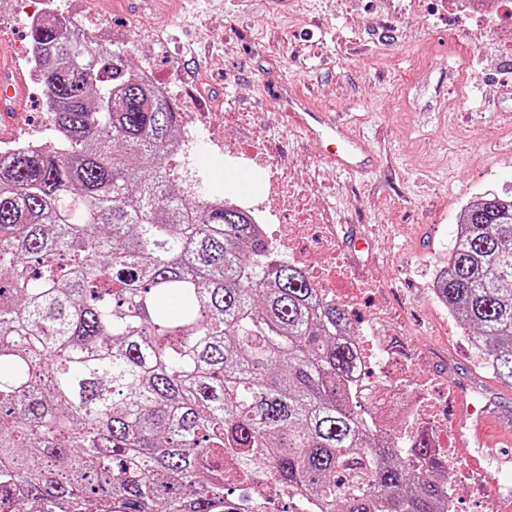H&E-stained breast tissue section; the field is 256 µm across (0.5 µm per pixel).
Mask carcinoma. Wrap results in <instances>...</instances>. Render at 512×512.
Masks as SVG:
<instances>
[{"mask_svg": "<svg viewBox=\"0 0 512 512\" xmlns=\"http://www.w3.org/2000/svg\"><path fill=\"white\" fill-rule=\"evenodd\" d=\"M30 43L51 138L0 157V500L443 512L448 469L368 408L344 308L185 197L174 99L59 21ZM437 292L512 388V195L465 208Z\"/></svg>", "mask_w": 512, "mask_h": 512, "instance_id": "1", "label": "carcinoma"}]
</instances>
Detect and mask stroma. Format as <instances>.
<instances>
[{
  "label": "stroma",
  "mask_w": 512,
  "mask_h": 512,
  "mask_svg": "<svg viewBox=\"0 0 512 512\" xmlns=\"http://www.w3.org/2000/svg\"><path fill=\"white\" fill-rule=\"evenodd\" d=\"M462 0H95V20L124 48L131 20L144 40L130 62L150 63L175 98L204 88L207 116L243 148L261 146L298 195L324 211L354 282H374L372 303L390 306L400 357L475 406L512 420V388L483 372L462 326L438 316L429 292L447 260L462 210L487 192L512 191V125L482 96L512 86V36ZM343 117L374 149L369 169L348 173L282 115L278 95ZM42 99L0 113V134L32 130L49 140ZM189 168L204 189L238 196L247 173L196 143ZM366 235L371 249L353 248ZM460 512H499L512 472L495 492L468 466L452 481Z\"/></svg>",
  "instance_id": "obj_1"
}]
</instances>
